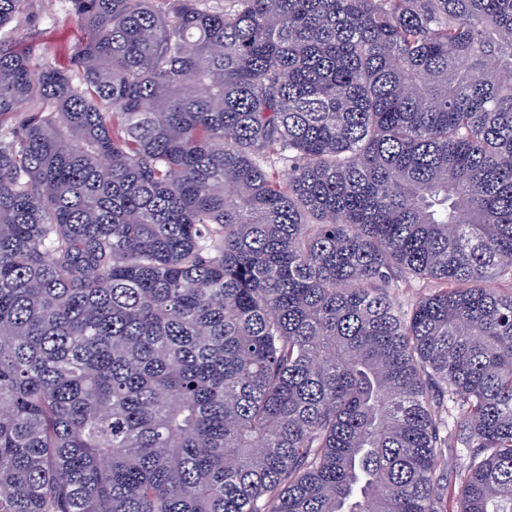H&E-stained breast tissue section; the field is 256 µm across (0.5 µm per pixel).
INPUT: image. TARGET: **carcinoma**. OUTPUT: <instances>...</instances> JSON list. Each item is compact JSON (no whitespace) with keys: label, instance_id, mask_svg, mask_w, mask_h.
Wrapping results in <instances>:
<instances>
[{"label":"carcinoma","instance_id":"cac0c4a2","mask_svg":"<svg viewBox=\"0 0 512 512\" xmlns=\"http://www.w3.org/2000/svg\"><path fill=\"white\" fill-rule=\"evenodd\" d=\"M231 2L0 0V512H512V0ZM68 13L65 0H32V17L17 30V40L34 47L56 67L68 68L71 51L82 37Z\"/></svg>","mask_w":512,"mask_h":512}]
</instances>
